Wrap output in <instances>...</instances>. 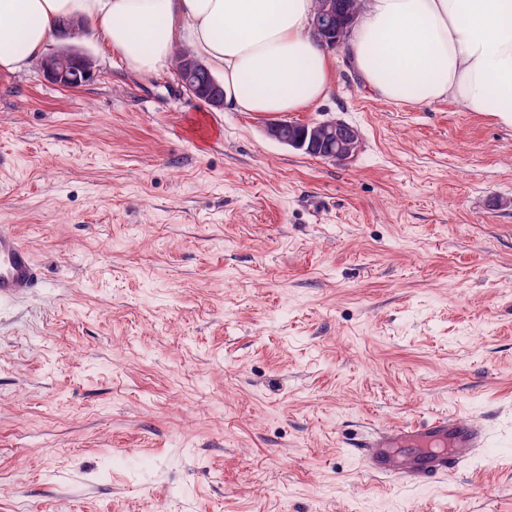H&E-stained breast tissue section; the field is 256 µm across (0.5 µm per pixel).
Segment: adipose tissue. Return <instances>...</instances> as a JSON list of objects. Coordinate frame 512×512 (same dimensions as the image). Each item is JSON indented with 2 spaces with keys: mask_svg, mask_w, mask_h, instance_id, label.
<instances>
[{
  "mask_svg": "<svg viewBox=\"0 0 512 512\" xmlns=\"http://www.w3.org/2000/svg\"><path fill=\"white\" fill-rule=\"evenodd\" d=\"M314 12L315 0H0V72L25 68L74 18L134 72L186 48L220 74L225 105L295 112L334 79ZM347 49L385 102L449 99L512 126V0H366Z\"/></svg>",
  "mask_w": 512,
  "mask_h": 512,
  "instance_id": "1",
  "label": "adipose tissue"
}]
</instances>
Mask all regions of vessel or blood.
<instances>
[{
    "label": "vessel or blood",
    "instance_id": "obj_1",
    "mask_svg": "<svg viewBox=\"0 0 512 512\" xmlns=\"http://www.w3.org/2000/svg\"><path fill=\"white\" fill-rule=\"evenodd\" d=\"M41 276L29 249L0 229V301L26 294ZM487 445V432L476 422L440 415L383 429L360 443L364 467L414 485L453 476L473 453Z\"/></svg>",
    "mask_w": 512,
    "mask_h": 512
}]
</instances>
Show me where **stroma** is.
Listing matches in <instances>:
<instances>
[{
	"label": "stroma",
	"instance_id": "obj_1",
	"mask_svg": "<svg viewBox=\"0 0 512 512\" xmlns=\"http://www.w3.org/2000/svg\"><path fill=\"white\" fill-rule=\"evenodd\" d=\"M76 88L0 74V512H512V126L388 104L331 49L332 162L142 75L82 30ZM436 414L488 447L422 487L369 433ZM493 495H486V488ZM40 276L29 249L16 235L0 229V301L26 294Z\"/></svg>",
	"mask_w": 512,
	"mask_h": 512
}]
</instances>
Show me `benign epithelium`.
Wrapping results in <instances>:
<instances>
[{"instance_id":"obj_1","label":"benign epithelium","mask_w":512,"mask_h":512,"mask_svg":"<svg viewBox=\"0 0 512 512\" xmlns=\"http://www.w3.org/2000/svg\"><path fill=\"white\" fill-rule=\"evenodd\" d=\"M358 17H336L334 0H320V8L314 13L312 31L315 38L328 48L340 45L339 38L332 34H341L352 30ZM178 75H188L205 68V64L194 56L178 55L174 60ZM94 60L78 49L65 46L45 55L41 60L44 75L51 82L65 88H73L88 81L94 71ZM205 103L212 109L224 108V90L220 81L212 79L204 95ZM294 125L287 119H277L266 125V136L282 145L299 150L307 155L321 157L335 162H344L358 151L360 138L344 122L328 120L310 123L295 138L287 137L284 131Z\"/></svg>"}]
</instances>
